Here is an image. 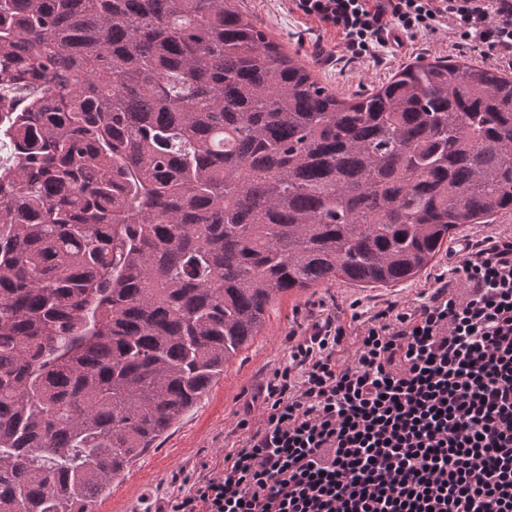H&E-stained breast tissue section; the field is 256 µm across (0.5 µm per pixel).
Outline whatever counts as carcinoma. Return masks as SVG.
<instances>
[{
    "label": "carcinoma",
    "mask_w": 512,
    "mask_h": 512,
    "mask_svg": "<svg viewBox=\"0 0 512 512\" xmlns=\"http://www.w3.org/2000/svg\"><path fill=\"white\" fill-rule=\"evenodd\" d=\"M0 512H92L272 301L512 212V75L345 97L235 0H0Z\"/></svg>",
    "instance_id": "cac0c4a2"
}]
</instances>
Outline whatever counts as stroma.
Wrapping results in <instances>:
<instances>
[{"label":"stroma","mask_w":512,"mask_h":512,"mask_svg":"<svg viewBox=\"0 0 512 512\" xmlns=\"http://www.w3.org/2000/svg\"><path fill=\"white\" fill-rule=\"evenodd\" d=\"M237 5L288 53L306 62L322 85L344 95L382 85L405 64L404 59L390 57L381 64L366 59L342 69L322 65L314 55L313 44L319 39L327 47L340 46L335 32H320L313 21L291 10L289 0H238ZM447 270L448 255L443 252L426 272L396 286L361 288L337 280L278 298L258 335L225 365L213 388L168 429L156 448L128 466L121 481L103 498L101 512H142L145 501L177 494L184 489L185 478H197L205 467L222 465L225 449L240 440L230 431L235 411L286 362L288 334L298 329L315 302H337L345 319L350 315L351 301L370 306L394 299L411 301Z\"/></svg>","instance_id":"stroma-1"}]
</instances>
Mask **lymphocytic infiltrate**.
Here are the masks:
<instances>
[{"instance_id": "1", "label": "lymphocytic infiltrate", "mask_w": 512, "mask_h": 512, "mask_svg": "<svg viewBox=\"0 0 512 512\" xmlns=\"http://www.w3.org/2000/svg\"><path fill=\"white\" fill-rule=\"evenodd\" d=\"M325 63L444 32L512 70V0H291ZM418 301L350 303L288 336L235 413L239 446L156 512H512V236L465 239Z\"/></svg>"}]
</instances>
